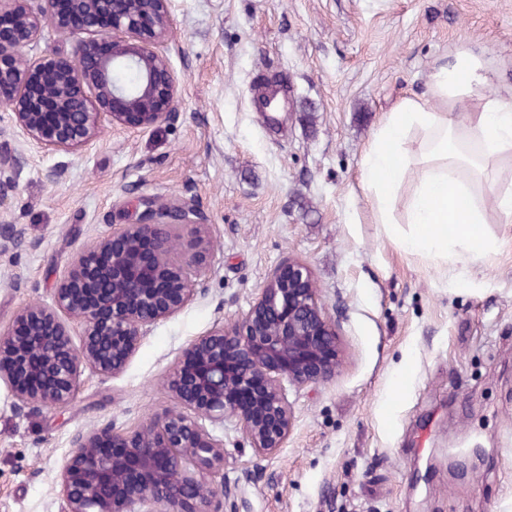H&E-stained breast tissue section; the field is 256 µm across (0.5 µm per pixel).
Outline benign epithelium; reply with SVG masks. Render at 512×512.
Returning <instances> with one entry per match:
<instances>
[{
	"instance_id": "1",
	"label": "benign epithelium",
	"mask_w": 512,
	"mask_h": 512,
	"mask_svg": "<svg viewBox=\"0 0 512 512\" xmlns=\"http://www.w3.org/2000/svg\"><path fill=\"white\" fill-rule=\"evenodd\" d=\"M11 30L0 35V104L16 138L56 152L89 150L105 124L147 132L171 117L179 79L157 46L172 24L170 0H0ZM74 42L78 64L37 49L45 33ZM0 199L18 185L26 162L0 152ZM135 222L91 239L53 289L49 305L23 308L0 329V382L17 403L66 408L81 366L120 374L160 321L205 293L210 242L192 259L173 254L197 211L177 200H138ZM81 344L72 342L74 328ZM343 358L308 268L277 265L238 326L216 327L178 358L168 388L191 411L157 414L133 431L104 426L77 434L60 476L64 512H224L204 471L224 463V438L210 430L239 425L251 448L284 447L294 414L287 388L335 376Z\"/></svg>"
}]
</instances>
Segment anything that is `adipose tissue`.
I'll use <instances>...</instances> for the list:
<instances>
[{
  "label": "adipose tissue",
  "mask_w": 512,
  "mask_h": 512,
  "mask_svg": "<svg viewBox=\"0 0 512 512\" xmlns=\"http://www.w3.org/2000/svg\"><path fill=\"white\" fill-rule=\"evenodd\" d=\"M488 78L480 58L457 54L433 76L431 106L404 99L387 113L361 162L365 182L383 224L394 223V205L406 178H413L404 223L409 233L397 238L408 253L422 252L448 261L482 258L497 240L484 228V194L495 197L501 223H512V190L497 189L496 164L512 160V104L487 95ZM472 109L461 112L460 101Z\"/></svg>",
  "instance_id": "1"
}]
</instances>
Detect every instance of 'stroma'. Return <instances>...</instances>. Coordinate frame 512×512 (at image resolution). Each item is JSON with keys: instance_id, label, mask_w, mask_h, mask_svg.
I'll list each match as a JSON object with an SVG mask.
<instances>
[{"instance_id": "obj_1", "label": "stroma", "mask_w": 512, "mask_h": 512, "mask_svg": "<svg viewBox=\"0 0 512 512\" xmlns=\"http://www.w3.org/2000/svg\"><path fill=\"white\" fill-rule=\"evenodd\" d=\"M160 51L179 76L177 114L156 129L104 127L96 146L44 151L0 202V328L52 299L72 257L131 223L142 196L179 199L211 242L205 296L159 322L117 376L83 369L66 410L16 407L0 385V512H63L73 437L131 431L176 408L166 380L183 350L238 324L280 262L305 263L344 350L336 377L293 390L287 443L255 453L224 426L238 512H512V226L489 258L446 264L400 250L360 177L382 117L431 97L436 68L477 54L491 94L512 97V0H172ZM288 76L272 125L258 74ZM62 164L65 177L43 172ZM25 231L11 243L14 229Z\"/></svg>"}]
</instances>
